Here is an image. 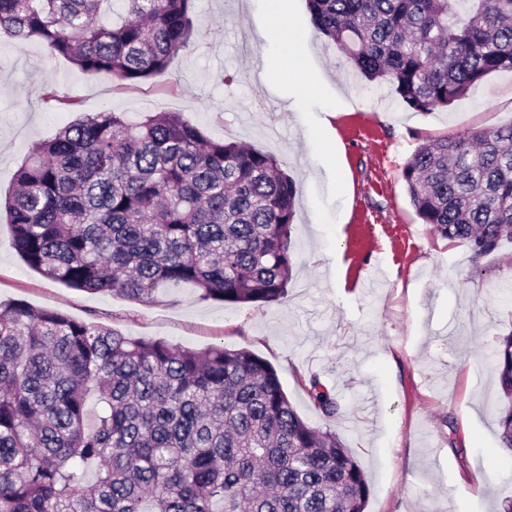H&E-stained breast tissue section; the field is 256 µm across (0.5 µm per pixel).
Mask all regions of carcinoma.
Here are the masks:
<instances>
[{
    "mask_svg": "<svg viewBox=\"0 0 512 512\" xmlns=\"http://www.w3.org/2000/svg\"><path fill=\"white\" fill-rule=\"evenodd\" d=\"M0 0V36L88 76L137 85L194 37L193 0ZM311 22L368 80L432 112L512 72V0H307ZM42 97L77 101L46 82ZM422 223L477 260L512 242V124L420 144L401 172ZM297 187L275 156L214 142L178 112L77 118L19 167L4 202L28 267L65 286L148 302L281 301ZM508 405L512 331L484 352ZM312 405L336 415L315 374ZM95 468L94 481L85 472ZM350 449L311 426L255 353L182 349L23 302L0 304V512H365Z\"/></svg>",
    "mask_w": 512,
    "mask_h": 512,
    "instance_id": "cac0c4a2",
    "label": "carcinoma"
}]
</instances>
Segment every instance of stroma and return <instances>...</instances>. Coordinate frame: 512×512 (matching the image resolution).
<instances>
[{"label": "stroma", "mask_w": 512, "mask_h": 512, "mask_svg": "<svg viewBox=\"0 0 512 512\" xmlns=\"http://www.w3.org/2000/svg\"><path fill=\"white\" fill-rule=\"evenodd\" d=\"M195 37L169 74L126 88L89 77L42 44L0 40V195L33 146L77 113L137 119L178 112L210 139L274 155L295 181L293 268L273 304L199 300L194 288L141 303L89 293L30 270L0 217V300L95 321L133 337L201 350L246 349L268 361L298 413L336 433L365 472L367 512H500L512 498V451L500 445L505 401L483 349L512 331V243L472 261L421 223L401 170L422 143L512 124V72L487 75L432 112L367 80L291 0L305 38L302 76L267 34L262 0H193ZM75 97L45 102V82ZM317 374L340 410L304 385ZM305 386L307 387V395L316 409L328 417L336 415L338 411L336 398L320 381L317 375L312 374L305 383Z\"/></svg>", "instance_id": "35a3bbf8"}]
</instances>
